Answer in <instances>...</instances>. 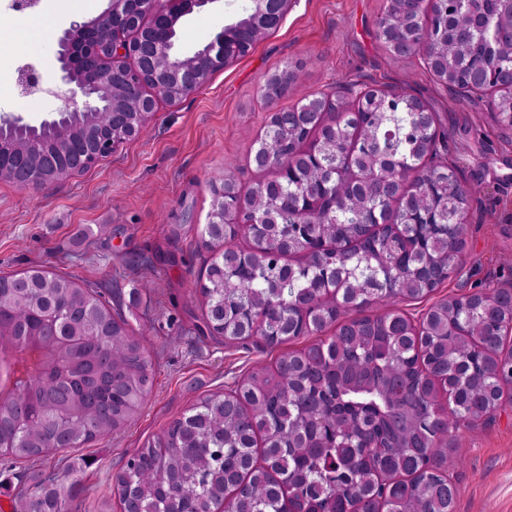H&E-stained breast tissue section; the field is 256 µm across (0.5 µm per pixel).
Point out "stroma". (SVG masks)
I'll use <instances>...</instances> for the list:
<instances>
[{"instance_id":"obj_1","label":"stroma","mask_w":512,"mask_h":512,"mask_svg":"<svg viewBox=\"0 0 512 512\" xmlns=\"http://www.w3.org/2000/svg\"><path fill=\"white\" fill-rule=\"evenodd\" d=\"M251 0H211L177 24L175 49L193 54L235 22ZM109 0H41L37 18L0 19L10 43L0 50V118L37 125L56 116L58 100L20 97L9 68L17 51L45 80L59 73L57 37L92 19ZM384 0H293L279 27L244 58L217 70L179 101H159L140 135L85 172L36 189L0 181V275L42 267L79 284L120 291L123 315L147 336L153 386L134 421L90 443L78 455L83 512H120L112 478L126 460L203 395L224 391L275 350L260 339L219 344L200 338L203 301L192 288L208 251L200 231L209 220L210 182L234 176L241 186L264 178L250 161L269 113L296 104L300 93L352 85L398 86L422 94L448 133V158L474 194L461 272L427 302L402 308L421 318L429 302L481 289H512V133L487 100L448 91L423 70L421 57H395L376 41ZM43 37L31 46L33 26ZM294 70L300 92L270 99L268 73ZM456 512H512V402L452 443Z\"/></svg>"}]
</instances>
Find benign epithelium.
<instances>
[{"label": "benign epithelium", "instance_id": "benign-epithelium-1", "mask_svg": "<svg viewBox=\"0 0 512 512\" xmlns=\"http://www.w3.org/2000/svg\"><path fill=\"white\" fill-rule=\"evenodd\" d=\"M212 0H111L107 10L94 19L70 24L59 37L56 61L61 72L54 84L42 81L33 66L22 68L16 83L20 94L41 93L61 101L58 113L105 112L107 121L91 123L84 132L87 152L76 165L47 156L44 174L37 178L30 168L14 169L13 184L39 189L64 180L100 160L141 132L154 116L156 96L181 99L203 86V71L197 63L172 58L169 41L159 32L172 31L179 19ZM290 0H252V18L282 21ZM208 67L223 68L237 61L218 35L203 51ZM82 101H77V97Z\"/></svg>", "mask_w": 512, "mask_h": 512}]
</instances>
